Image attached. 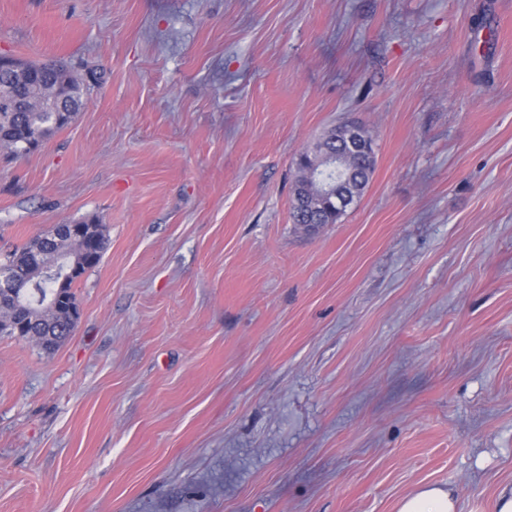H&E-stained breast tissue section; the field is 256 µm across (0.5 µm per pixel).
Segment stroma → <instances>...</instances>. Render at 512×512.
<instances>
[{"mask_svg": "<svg viewBox=\"0 0 512 512\" xmlns=\"http://www.w3.org/2000/svg\"><path fill=\"white\" fill-rule=\"evenodd\" d=\"M87 94L0 149V261L106 227L52 352L0 336V512H458L512 486V0H0ZM361 124L340 223L295 159ZM339 128L340 125L328 129L318 142H322L326 149L338 153L344 158L349 180L346 190L351 195L350 208L361 198L369 184L374 170L376 153L372 148H369L366 152L355 150L347 143L339 141V136L337 135ZM309 199L312 207L316 208L314 219L320 224H336V217L333 216L324 206L325 199L320 201L317 185L308 180L303 167L296 166V176L292 186L291 219L293 224H306V219L297 205L299 198ZM397 512H458L456 499L448 489L427 485L403 498Z\"/></svg>", "mask_w": 512, "mask_h": 512, "instance_id": "35a3bbf8", "label": "stroma"}]
</instances>
